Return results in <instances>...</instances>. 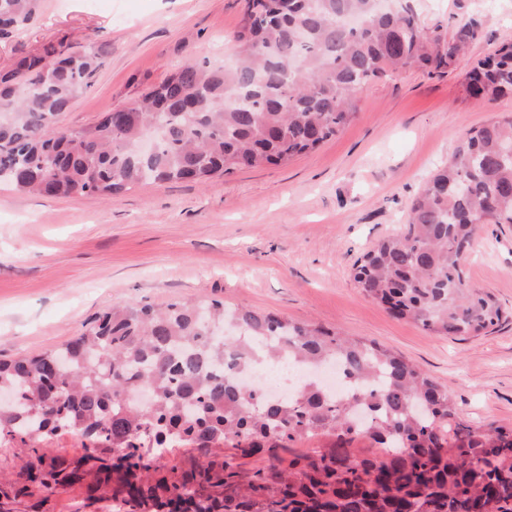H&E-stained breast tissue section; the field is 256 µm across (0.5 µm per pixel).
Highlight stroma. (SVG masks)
Wrapping results in <instances>:
<instances>
[{
    "mask_svg": "<svg viewBox=\"0 0 512 512\" xmlns=\"http://www.w3.org/2000/svg\"><path fill=\"white\" fill-rule=\"evenodd\" d=\"M427 24L477 19L482 35L445 73L410 68L365 86L335 138L285 166L207 184L145 183L106 202L0 186V359L40 354L111 307L220 299L373 340L431 375L461 418L512 426V226L485 224L465 262L509 320L476 337L436 336L394 318L352 268L402 233L412 200L470 129L512 115V95L469 97L465 75L512 41V0H414ZM243 0H42L0 43V68L57 38L103 48L93 88L58 118L79 130L128 106L186 59L232 57ZM28 489V488H27ZM80 486L21 495L18 512H76Z\"/></svg>",
    "mask_w": 512,
    "mask_h": 512,
    "instance_id": "stroma-1",
    "label": "stroma"
}]
</instances>
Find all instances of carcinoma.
I'll return each instance as SVG.
<instances>
[{
	"instance_id": "1",
	"label": "carcinoma",
	"mask_w": 512,
	"mask_h": 512,
	"mask_svg": "<svg viewBox=\"0 0 512 512\" xmlns=\"http://www.w3.org/2000/svg\"><path fill=\"white\" fill-rule=\"evenodd\" d=\"M39 0H0V40L28 25ZM481 36L428 26L411 0H289L281 13L244 0L232 70L187 61L122 113L76 132L60 114L93 84L103 51L60 39L0 70V183L104 200L144 180L206 184L284 166L356 116L369 82L412 66L434 74ZM466 92L512 94V42L480 59ZM150 137L151 151L142 143ZM483 224H512V117L465 133L413 201L405 231L354 264L361 293L437 336H478L509 318L474 287L464 261ZM286 353L340 361L359 384L344 402L308 385L276 399L238 371ZM0 438L29 449L26 481L85 486L82 507L124 512H512V427L463 420L450 391L373 341L247 307L176 300L114 308L55 350L0 362ZM366 413L356 423L352 409ZM72 427L84 454H50ZM331 446L296 444L315 435ZM191 445L182 466L157 451ZM267 464L246 470L223 449Z\"/></svg>"
}]
</instances>
